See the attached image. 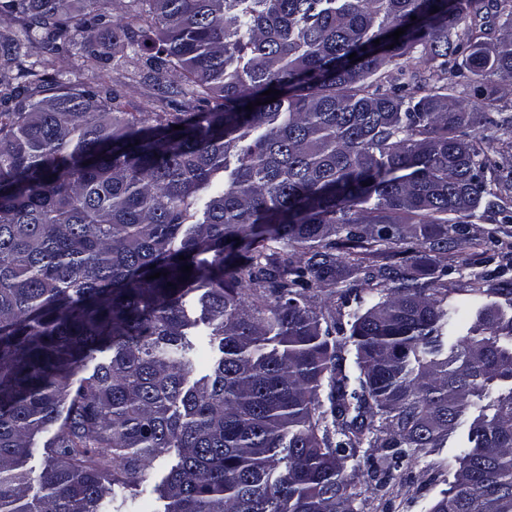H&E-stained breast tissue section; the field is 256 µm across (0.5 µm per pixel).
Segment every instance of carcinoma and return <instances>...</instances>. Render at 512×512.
<instances>
[{"mask_svg":"<svg viewBox=\"0 0 512 512\" xmlns=\"http://www.w3.org/2000/svg\"><path fill=\"white\" fill-rule=\"evenodd\" d=\"M99 2L0 0L23 29L0 36V512H104L170 448L163 512H365L344 466L363 437L383 497L476 401L432 512H512V388H493L512 282L447 279L456 250L497 243L466 225L512 221V120L488 135L485 112L512 78V0ZM34 40L91 69L130 48L183 102L47 79L23 65ZM340 283V308L310 303ZM455 294L487 303L445 351ZM351 300L355 375L329 340ZM200 323L221 356L190 385ZM48 433H45L41 435L37 440V448L32 457L29 458L26 462V465L24 467L25 470L29 472L30 478H31V489L29 492L30 498L39 492V482H38V476L42 470L43 467V457H42V446L43 443L47 440Z\"/></svg>","mask_w":512,"mask_h":512,"instance_id":"carcinoma-1","label":"carcinoma"}]
</instances>
